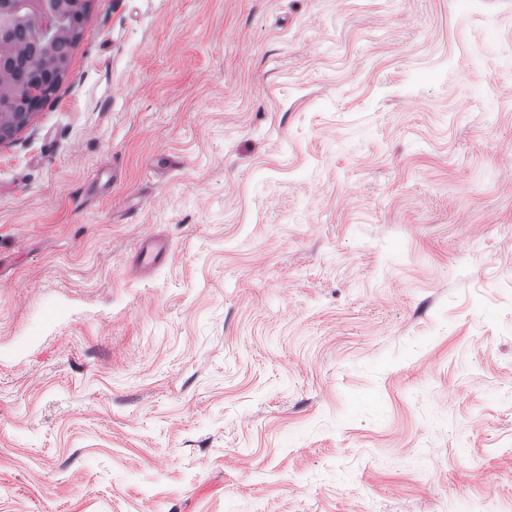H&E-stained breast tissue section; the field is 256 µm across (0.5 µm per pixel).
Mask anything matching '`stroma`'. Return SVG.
Masks as SVG:
<instances>
[{"label":"stroma","instance_id":"1","mask_svg":"<svg viewBox=\"0 0 512 512\" xmlns=\"http://www.w3.org/2000/svg\"><path fill=\"white\" fill-rule=\"evenodd\" d=\"M0 512H512V0H91L0 144ZM61 73V69L54 72L34 70L30 85L22 93L14 94L16 98L23 100V111L16 112V108H13L8 113L12 125L9 129L2 127L0 143L12 138L28 124L31 115L40 110L46 99L55 92L58 81L62 79ZM166 253V247L160 241L147 239L140 249L136 268L156 265Z\"/></svg>","mask_w":512,"mask_h":512}]
</instances>
